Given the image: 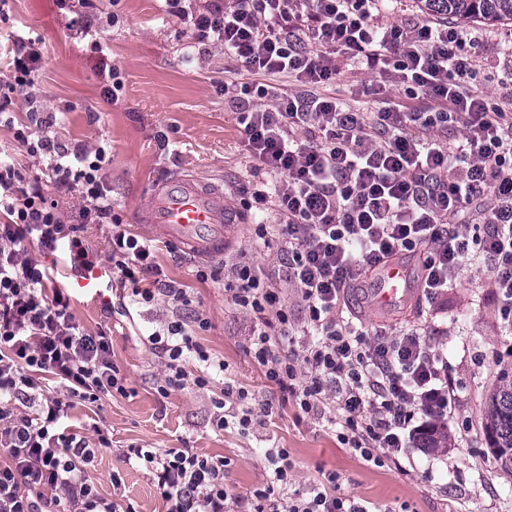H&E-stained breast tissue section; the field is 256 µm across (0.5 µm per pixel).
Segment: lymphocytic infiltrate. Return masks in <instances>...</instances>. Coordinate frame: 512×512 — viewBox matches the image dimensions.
Returning a JSON list of instances; mask_svg holds the SVG:
<instances>
[{"instance_id":"lymphocytic-infiltrate-1","label":"lymphocytic infiltrate","mask_w":512,"mask_h":512,"mask_svg":"<svg viewBox=\"0 0 512 512\" xmlns=\"http://www.w3.org/2000/svg\"><path fill=\"white\" fill-rule=\"evenodd\" d=\"M188 22L196 43L218 44L251 79L225 87L250 156L273 179L253 191L271 205L285 276L302 310L292 323L284 297L252 262L231 267L224 294L262 316L248 351L266 378L287 390L304 414L328 417L339 440L376 466L399 464L448 420L453 389L448 357L419 326L396 333L358 324L342 291L378 265L408 253L421 261L422 296L437 305L462 271L486 265L500 326L512 333V39L488 82L476 79L478 39L470 29L420 25L394 0H165ZM395 20H388V13ZM13 81L0 84V112L16 88L32 87L42 57L36 38L12 45ZM357 68L402 88L366 112L325 89L340 70ZM295 78L286 92L267 76ZM266 107L254 106V99ZM27 125L14 137L43 157L48 177L0 160V512H133L101 497L86 476L97 444L60 422L73 400L127 395L105 332L80 328L67 289L47 291L46 255L66 250L72 266L99 267L85 243L86 224L110 227L112 277L131 302L163 299L172 316L148 337L166 385L205 388L223 361L193 339L209 318L187 288L161 278L156 246L127 231L112 213L101 170L104 150L51 136L55 113L28 100ZM75 192L80 221L64 222L59 200ZM61 384L48 391L45 375ZM217 429L246 431L257 419L243 388L225 386ZM167 512H238L224 487V460L192 449L136 448ZM274 484L253 490L251 512H369L351 497L313 486L290 490L287 449L268 448Z\"/></svg>"}]
</instances>
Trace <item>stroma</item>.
<instances>
[{
  "label": "stroma",
  "instance_id": "stroma-1",
  "mask_svg": "<svg viewBox=\"0 0 512 512\" xmlns=\"http://www.w3.org/2000/svg\"><path fill=\"white\" fill-rule=\"evenodd\" d=\"M163 0H13L8 20L0 21V43L37 35L42 60L33 89L18 90L12 123L0 122V155L32 173L40 158L28 155L14 138L13 124L25 122L27 98L36 94L42 109L56 113L55 134L82 142L89 151L104 149L102 176L112 206L127 229L154 240L156 261L164 273L190 288L196 308L210 318L197 342L223 359L225 374L210 389L186 388L169 395L158 391L162 370L145 336L167 320L171 310L158 300L126 309L111 280L101 289L110 311L75 297L76 319L88 333L110 334L112 360L126 380L127 395L107 396L94 404L75 403L64 420L70 432L92 438L103 433L101 449L87 474L104 497L121 492L135 512H167L155 485L137 462L125 459L129 448H190L206 458H226L227 487L240 501L270 480L263 451L287 449L295 478L304 486L336 472L338 496L371 502L374 512H512V469L501 466L483 435L485 396L499 374L512 368V335L497 329V302L485 286L486 271L471 267L459 287L433 314L444 332L448 372L454 388L448 416L451 448L431 455L414 452L411 465L374 467L342 445L326 421L303 415L288 392L269 382L246 350L257 317L224 297L225 260L250 259L264 270L281 263L276 248L252 247L257 220L276 223L275 213L257 216L245 209L241 184L264 187L271 177L249 158L234 112L224 102L225 84L247 80L234 70L219 45L194 43L183 20L165 12ZM97 31L99 42L77 35L75 18ZM112 63L122 86L111 95L101 74ZM190 173L222 184L224 198L239 219L236 239L224 254L195 259L159 231L136 223L149 202L153 182L174 173ZM375 280L347 288L345 309L369 324L408 322L412 311L385 315L372 306ZM248 391L260 404V426L243 433L213 425L214 402L225 382ZM120 488H113V476Z\"/></svg>",
  "mask_w": 512,
  "mask_h": 512
}]
</instances>
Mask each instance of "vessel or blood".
<instances>
[{"instance_id": "b4317fda", "label": "vessel or blood", "mask_w": 512, "mask_h": 512, "mask_svg": "<svg viewBox=\"0 0 512 512\" xmlns=\"http://www.w3.org/2000/svg\"><path fill=\"white\" fill-rule=\"evenodd\" d=\"M149 204L139 219L177 242L188 255L210 258L223 255L237 231V217L224 201V188L193 174L176 173L155 183L149 192ZM100 271L76 277L70 288L92 300H100ZM373 305L391 312L412 294L408 271L399 264L383 266L377 275Z\"/></svg>"}]
</instances>
